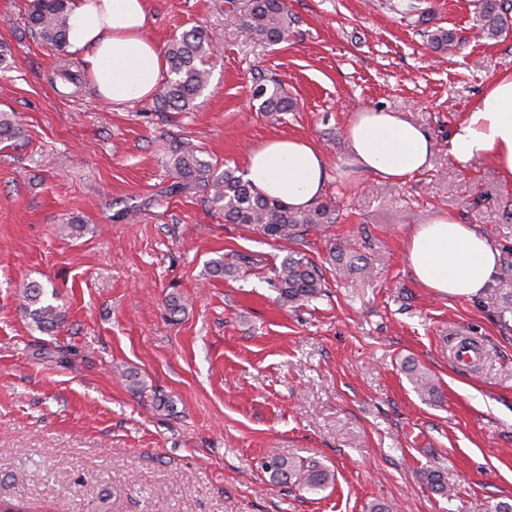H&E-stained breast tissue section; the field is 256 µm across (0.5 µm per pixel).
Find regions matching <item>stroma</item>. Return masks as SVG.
I'll use <instances>...</instances> for the list:
<instances>
[{"instance_id":"obj_1","label":"stroma","mask_w":512,"mask_h":512,"mask_svg":"<svg viewBox=\"0 0 512 512\" xmlns=\"http://www.w3.org/2000/svg\"><path fill=\"white\" fill-rule=\"evenodd\" d=\"M29 0H0V109L21 133L0 143V498L32 512H485L512 504V314L501 280L477 299L438 297L405 260L412 228L441 212L512 261V184L486 160L448 152L486 86L512 73V32L490 39L479 0H288L290 42L256 41L224 0H147L159 44L199 27L220 55L186 112L98 99L83 66L56 89L60 51L26 28ZM445 29L456 48L427 42ZM295 106L259 111L256 78ZM403 113L431 135V166L402 184L346 166L361 107ZM273 136L312 139L335 223L291 243L225 223L194 186L172 195L175 146L245 169ZM65 224L81 225L74 237ZM343 246L342 258L331 249ZM325 294L279 302L293 253ZM235 264L214 277L211 261ZM65 313L30 328L18 286ZM179 298L183 312L170 314ZM474 365L454 361L457 336ZM414 362L438 384L420 396ZM140 391H132L128 374ZM317 461L335 482L306 494L272 481L270 454ZM440 474L447 497L427 479Z\"/></svg>"}]
</instances>
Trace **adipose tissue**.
I'll use <instances>...</instances> for the list:
<instances>
[{"label":"adipose tissue","mask_w":512,"mask_h":512,"mask_svg":"<svg viewBox=\"0 0 512 512\" xmlns=\"http://www.w3.org/2000/svg\"><path fill=\"white\" fill-rule=\"evenodd\" d=\"M67 50L78 57L95 95L125 105L151 98L167 68L161 46L149 35L147 0H70ZM348 163L357 173L401 184L429 165L433 142L398 113L365 106L345 128ZM461 163L487 160L512 182V74L491 82L457 125L448 143ZM326 161L306 137H271L253 147L249 179L264 196L297 209L322 195ZM498 251L474 225L442 212L416 225L406 260L416 282L452 299L480 297L498 270Z\"/></svg>","instance_id":"adipose-tissue-1"}]
</instances>
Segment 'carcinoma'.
<instances>
[{
    "label": "carcinoma",
    "mask_w": 512,
    "mask_h": 512,
    "mask_svg": "<svg viewBox=\"0 0 512 512\" xmlns=\"http://www.w3.org/2000/svg\"><path fill=\"white\" fill-rule=\"evenodd\" d=\"M225 11L248 27L254 38L262 43L278 45L290 41L294 19L287 0H226ZM512 0H482L480 21L482 31L489 38L499 36L512 24L509 13ZM27 28L42 43L58 51L64 50L69 21V0H30L27 5ZM428 42L436 49L446 50L454 37L444 29L428 34ZM213 38L200 29H192L172 38L166 47L169 75L164 82L156 104L176 112L190 110L196 97L208 83L206 65L215 55ZM264 112H286L294 107L293 100L278 84L256 82L252 90ZM20 132L16 115L0 111V142L15 138ZM172 166L178 181L169 193L178 194L191 184L210 191L209 202L223 213L229 224H248L273 239L291 240L307 232L321 229L323 224L335 222V208L331 202L318 200L304 210L262 196L251 182L228 165L220 169L200 157L194 147L182 145L172 154ZM322 274L314 263L302 257H286L273 282L279 299L284 303L310 301L322 292ZM44 288L28 282L22 288L23 313L31 326L42 333H51L64 321L57 306L44 299ZM407 378L414 390L422 396H434L436 385L431 376L417 366L406 368ZM274 479L292 483L312 494L324 490L334 481V473L316 461H297L279 455L267 457L264 463Z\"/></svg>",
    "instance_id": "cac0c4a2"
}]
</instances>
